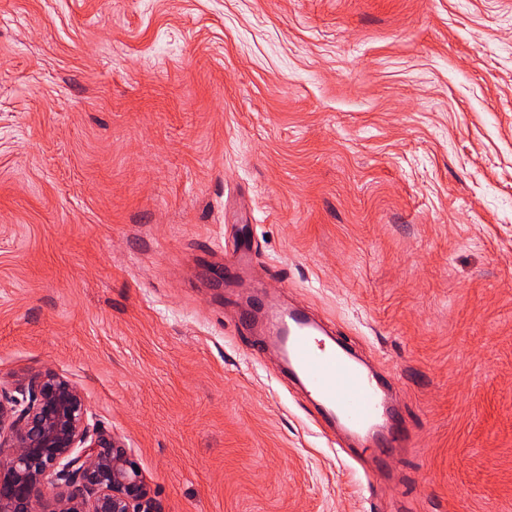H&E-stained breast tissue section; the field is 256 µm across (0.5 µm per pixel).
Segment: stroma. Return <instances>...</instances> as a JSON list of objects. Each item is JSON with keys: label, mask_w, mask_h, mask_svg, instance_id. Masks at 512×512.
Segmentation results:
<instances>
[{"label": "stroma", "mask_w": 512, "mask_h": 512, "mask_svg": "<svg viewBox=\"0 0 512 512\" xmlns=\"http://www.w3.org/2000/svg\"><path fill=\"white\" fill-rule=\"evenodd\" d=\"M278 281L398 374L411 512H512V0H0V393L78 386L153 512H394L236 333ZM251 257L252 248L247 240L234 241L224 265H215L210 271V275L217 282L224 280V285H226L238 277L241 268Z\"/></svg>", "instance_id": "obj_1"}]
</instances>
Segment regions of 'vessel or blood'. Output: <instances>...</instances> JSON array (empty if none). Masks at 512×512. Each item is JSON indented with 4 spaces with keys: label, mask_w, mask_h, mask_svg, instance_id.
<instances>
[{
    "label": "vessel or blood",
    "mask_w": 512,
    "mask_h": 512,
    "mask_svg": "<svg viewBox=\"0 0 512 512\" xmlns=\"http://www.w3.org/2000/svg\"><path fill=\"white\" fill-rule=\"evenodd\" d=\"M251 257L248 241L234 242L224 264L212 268V278L236 279ZM241 326L263 328L250 346L252 355L264 357L272 346L280 351L287 371L314 398L318 422L372 436L385 455L404 441L405 421L389 400L385 380L355 361L349 340L327 331L306 307L264 302L248 311Z\"/></svg>",
    "instance_id": "1"
}]
</instances>
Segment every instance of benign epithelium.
I'll use <instances>...</instances> for the list:
<instances>
[{
	"mask_svg": "<svg viewBox=\"0 0 512 512\" xmlns=\"http://www.w3.org/2000/svg\"><path fill=\"white\" fill-rule=\"evenodd\" d=\"M27 393L0 400V512H149L136 461L118 439L90 436L76 385L47 371Z\"/></svg>",
	"mask_w": 512,
	"mask_h": 512,
	"instance_id": "benign-epithelium-1",
	"label": "benign epithelium"
}]
</instances>
